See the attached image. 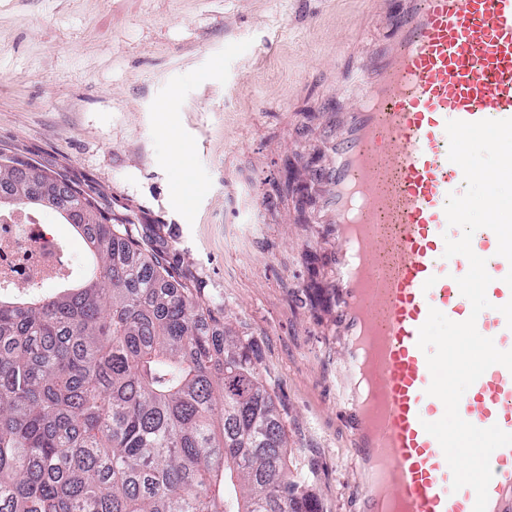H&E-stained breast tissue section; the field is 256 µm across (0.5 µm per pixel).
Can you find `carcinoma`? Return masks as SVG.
I'll return each mask as SVG.
<instances>
[{
	"label": "carcinoma",
	"mask_w": 512,
	"mask_h": 512,
	"mask_svg": "<svg viewBox=\"0 0 512 512\" xmlns=\"http://www.w3.org/2000/svg\"><path fill=\"white\" fill-rule=\"evenodd\" d=\"M42 189L99 265L0 299V512H319L251 346L77 185L0 156V199Z\"/></svg>",
	"instance_id": "carcinoma-1"
}]
</instances>
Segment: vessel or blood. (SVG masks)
I'll use <instances>...</instances> for the list:
<instances>
[{
  "mask_svg": "<svg viewBox=\"0 0 512 512\" xmlns=\"http://www.w3.org/2000/svg\"><path fill=\"white\" fill-rule=\"evenodd\" d=\"M387 39L356 67V92L332 112L333 136L314 170L318 223L334 240L332 300L340 359L341 414L364 475L351 492L361 512H473L475 493L453 475L424 423L442 418L430 396L419 329L430 309L472 316L457 284L469 269L444 258L445 204L464 184L448 159L446 123L512 118V0H372ZM478 230L472 249L492 281L478 332L512 350L499 308L512 301V264ZM480 428L512 433V371L491 366L459 404ZM487 512H512V446L490 457Z\"/></svg>",
  "mask_w": 512,
  "mask_h": 512,
  "instance_id": "b4317fda",
  "label": "vessel or blood"
}]
</instances>
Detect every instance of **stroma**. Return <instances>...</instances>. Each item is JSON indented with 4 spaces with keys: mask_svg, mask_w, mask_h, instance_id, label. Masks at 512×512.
Listing matches in <instances>:
<instances>
[{
    "mask_svg": "<svg viewBox=\"0 0 512 512\" xmlns=\"http://www.w3.org/2000/svg\"><path fill=\"white\" fill-rule=\"evenodd\" d=\"M386 37L367 0H0V154L79 184L257 352L288 468L356 512L338 407L334 243L289 188L325 160L338 74ZM198 186L172 196L180 146ZM37 213L75 270L92 252Z\"/></svg>",
    "mask_w": 512,
    "mask_h": 512,
    "instance_id": "obj_1",
    "label": "stroma"
}]
</instances>
